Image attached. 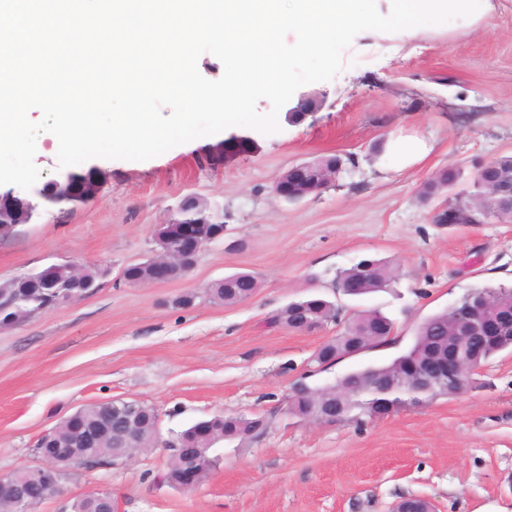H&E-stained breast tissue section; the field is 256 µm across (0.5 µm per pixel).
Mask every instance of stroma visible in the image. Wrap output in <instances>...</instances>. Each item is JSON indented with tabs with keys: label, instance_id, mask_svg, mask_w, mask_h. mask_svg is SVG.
<instances>
[{
	"label": "stroma",
	"instance_id": "1",
	"mask_svg": "<svg viewBox=\"0 0 512 512\" xmlns=\"http://www.w3.org/2000/svg\"><path fill=\"white\" fill-rule=\"evenodd\" d=\"M486 21L443 32L364 31L345 50L317 112L272 135L231 127L144 162L96 160L93 200L0 234V281L57 262L97 263L92 296L0 328V474L39 465L41 434L79 408L134 398L159 413L162 435L218 414L266 416L246 444L221 441L220 462L192 490L154 482L168 452L125 465L72 469L32 512H63L95 490L114 512H392L407 497L436 512H512V352H502L457 395L407 406L362 425L317 426L290 415L292 382H334L408 351L417 325L471 289L512 286V222L437 224L436 207L467 196L478 167L512 156V0H492ZM246 137L250 147H231ZM420 140L424 153H405ZM336 154L343 169L319 194L288 203L272 192L293 164ZM454 168L431 199L424 184ZM196 194L224 210V236L193 270L134 286L123 269L152 254L156 225ZM370 256L397 275L391 288L352 298L337 275ZM236 272L258 275L247 301L224 306L206 290ZM196 293L192 308L172 301ZM331 299L345 316L375 308L395 322L386 343L336 360L313 353L336 325L300 333L274 324L288 302Z\"/></svg>",
	"mask_w": 512,
	"mask_h": 512
}]
</instances>
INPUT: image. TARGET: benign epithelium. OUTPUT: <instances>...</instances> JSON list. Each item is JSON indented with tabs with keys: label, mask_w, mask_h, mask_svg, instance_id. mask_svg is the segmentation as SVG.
<instances>
[{
	"label": "benign epithelium",
	"mask_w": 512,
	"mask_h": 512,
	"mask_svg": "<svg viewBox=\"0 0 512 512\" xmlns=\"http://www.w3.org/2000/svg\"><path fill=\"white\" fill-rule=\"evenodd\" d=\"M322 105L321 93L302 92L297 101L285 105L286 120L296 124ZM336 160L320 158L314 161L294 164L284 171L274 182V194L287 202H298L319 193L336 178ZM475 179L481 182L486 193L474 201H458L449 207L437 210L434 222L437 224H490L494 221L512 222V176L494 175L493 162L480 166ZM101 183L85 181L77 183L71 173L65 172L52 181L50 188L40 187L30 193H19L13 189L8 194L21 201L37 199H62L68 202H88L99 194ZM202 198L196 195L185 196L178 205V215L159 224L155 230L158 249L138 263L144 272L122 278L131 285L163 284L186 274L196 265L202 248L224 236V230L206 235L209 224H224V216L189 217L187 210H197ZM44 279L54 286V307L69 305L83 300L100 287L98 279L106 275V270L95 264L55 263L41 270ZM35 295L11 292L0 294V315L14 305L29 303ZM325 304L319 298H310L295 304L294 315L301 330L308 332L324 326L317 317L316 309ZM457 325L461 330L451 333L448 347L432 350L425 361L410 360L405 371L395 379L377 387L379 397L377 416L384 417L393 412L395 403L391 394L404 386L419 394L425 386L433 382L447 381L456 384L465 374H475L482 368V362L490 348L501 345L512 333V313L493 310L492 305L482 299H474L457 310ZM144 411V403L138 400L114 398L108 401L90 425L80 423L81 410L65 418L57 426L43 432V448L38 450L42 459L39 466H21L15 478L0 480V506L7 504L10 512H29L30 498L24 486L35 483L39 489L38 498L45 500L48 490L58 484V477L64 468L90 465L93 450L107 445L112 454L107 463L110 466L122 464L133 457L143 446L134 444L136 427ZM309 420L332 425L345 420L337 406L320 404V408ZM206 474L204 464L194 460L186 465L180 475L179 488L193 489ZM90 507L97 512H112V496L107 491H95L84 495Z\"/></svg>",
	"instance_id": "benign-epithelium-1"
}]
</instances>
